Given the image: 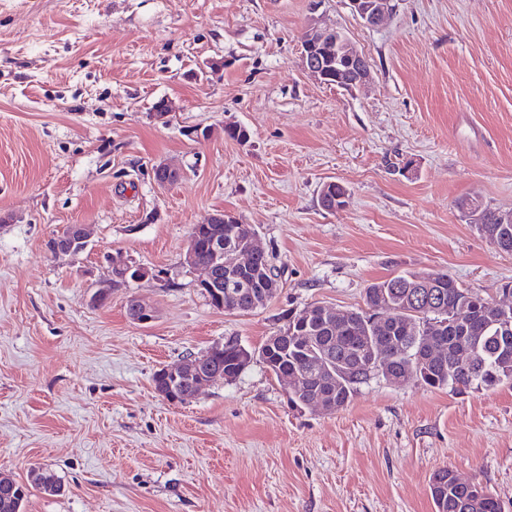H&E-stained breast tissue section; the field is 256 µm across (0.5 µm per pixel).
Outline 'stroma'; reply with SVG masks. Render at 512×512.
<instances>
[{"instance_id": "35a3bbf8", "label": "stroma", "mask_w": 512, "mask_h": 512, "mask_svg": "<svg viewBox=\"0 0 512 512\" xmlns=\"http://www.w3.org/2000/svg\"><path fill=\"white\" fill-rule=\"evenodd\" d=\"M395 4L369 27L348 0H0V472L62 484L22 512H435L441 468L512 512V382L377 375L330 414L291 406L257 358L185 404L153 386L230 339L259 351L309 305L359 308L398 274L512 303V255L458 207L512 210V0ZM310 24L343 31L369 83L312 79ZM160 164L180 173L164 188ZM329 180L343 209L319 203ZM218 211L275 257L256 311L213 308L183 262ZM72 224L87 248L53 255ZM123 264L148 275L91 305ZM134 298L152 323L129 319ZM338 188L339 191H337ZM348 195L349 190L343 183L331 180L322 184L319 199L323 208L336 211L344 206V201Z\"/></svg>"}]
</instances>
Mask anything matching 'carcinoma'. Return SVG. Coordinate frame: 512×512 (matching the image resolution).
<instances>
[{"label": "carcinoma", "mask_w": 512, "mask_h": 512, "mask_svg": "<svg viewBox=\"0 0 512 512\" xmlns=\"http://www.w3.org/2000/svg\"><path fill=\"white\" fill-rule=\"evenodd\" d=\"M201 247L198 260L204 265L213 263V254L206 248V239L224 234L218 224L199 229ZM439 287L434 305L427 310L412 313L409 293L413 289L400 286L397 275L368 285L365 289V308L353 312L350 321L328 330L322 323L314 324L315 343L308 345L301 336L288 337V352L281 359V368L297 370L304 382L290 397L293 405L323 394L339 405L347 404L358 386L374 376L366 368L372 349L382 345L394 351L391 361L394 375L420 380L425 386L456 390L492 387L512 380V331L497 335L493 326L495 314L485 309L486 298L458 284L446 273H438ZM411 320L427 327L429 336H416L404 330ZM433 340L443 349L444 357L417 362L421 344ZM328 355L334 364L336 382L329 384L320 374L319 355ZM246 366L219 356L212 359V381H225L224 375L238 376ZM451 470L433 473L429 490L436 512H502L499 500L489 491L475 498L450 476ZM28 485L49 495L61 491V483L54 474L33 469L28 474ZM24 498L6 487L0 488V512H22Z\"/></svg>", "instance_id": "carcinoma-1"}]
</instances>
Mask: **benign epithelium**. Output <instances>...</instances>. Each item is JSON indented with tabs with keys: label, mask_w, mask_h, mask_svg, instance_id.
Instances as JSON below:
<instances>
[{
	"label": "benign epithelium",
	"mask_w": 512,
	"mask_h": 512,
	"mask_svg": "<svg viewBox=\"0 0 512 512\" xmlns=\"http://www.w3.org/2000/svg\"><path fill=\"white\" fill-rule=\"evenodd\" d=\"M352 12L363 23L375 27L394 9V0H348ZM303 64L305 70L314 79L326 85L352 89L365 84L370 76L366 57L359 52L352 41L342 31L337 29H321L314 24L306 27L303 33ZM349 195L348 188L338 181H326L322 184L319 193L323 208L336 211L344 206ZM465 217L471 224L485 222L484 204L477 198L470 201L462 209ZM211 224L224 225V236H214L210 247L217 263L204 265L205 277L198 281L197 287L207 300L218 310L234 312L236 307L224 302V299H233L236 293L250 289L253 307H258L271 295L269 289L274 284L269 282L258 265L259 255L264 250L256 245V233L251 231L242 242L224 250V243L237 239L243 225L237 219L222 211L212 214L209 218ZM88 239L83 225L73 224L63 237V243L56 246V252L76 255L86 249ZM225 270V276H220L218 270ZM414 287L417 288L411 297L414 306L428 307L432 302V293L429 288L436 285L435 275L423 273L413 278ZM128 314L130 319L140 325L151 323L155 319L154 308L141 300L130 301ZM322 315V319L329 326L336 325V313L325 311L324 306L314 304L301 311L295 319L298 332H310V319ZM288 332L279 331L269 337L267 344L260 350V358L267 366H272L271 358L280 347L281 340ZM247 354L246 348L240 343L227 341L217 343L209 348L206 355L198 359L190 357L187 360L162 368L159 378L165 381L159 394L171 403H184L196 396L199 389L211 383L209 376V361L224 351Z\"/></svg>",
	"instance_id": "1"
}]
</instances>
